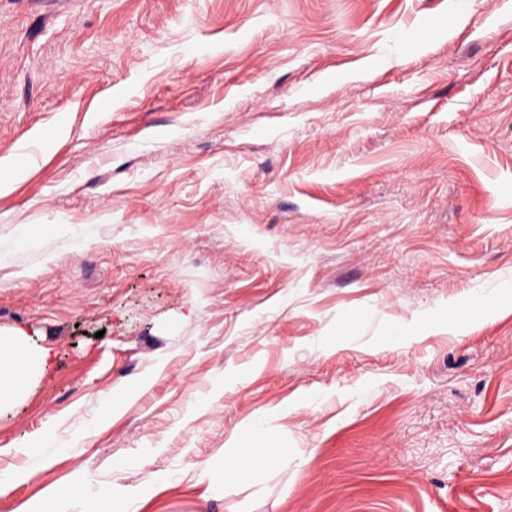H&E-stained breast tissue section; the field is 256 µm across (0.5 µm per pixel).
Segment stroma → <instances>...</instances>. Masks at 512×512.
I'll list each match as a JSON object with an SVG mask.
<instances>
[{
	"instance_id": "stroma-1",
	"label": "stroma",
	"mask_w": 512,
	"mask_h": 512,
	"mask_svg": "<svg viewBox=\"0 0 512 512\" xmlns=\"http://www.w3.org/2000/svg\"><path fill=\"white\" fill-rule=\"evenodd\" d=\"M0 171V512H512V0H0ZM44 357L33 354L22 336L0 338V408L8 405L26 384V369L41 370ZM273 444V439L267 434H259L254 438L252 448H245L246 454L250 458V467L262 465L266 462L268 455V462L275 463L279 457L276 452V446L270 448ZM267 448V450H266Z\"/></svg>"
}]
</instances>
